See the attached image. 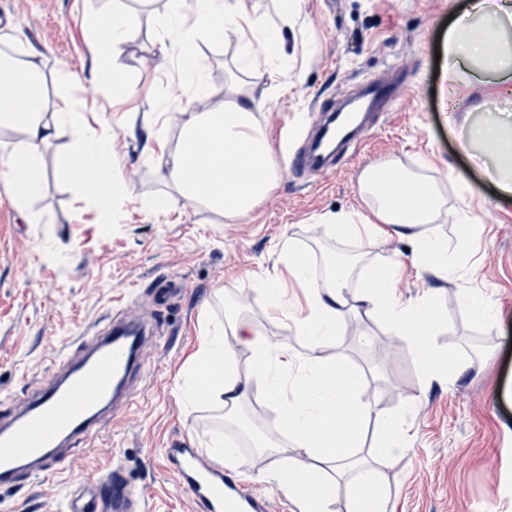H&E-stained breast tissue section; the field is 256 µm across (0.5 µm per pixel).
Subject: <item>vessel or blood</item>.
Masks as SVG:
<instances>
[{"mask_svg":"<svg viewBox=\"0 0 512 512\" xmlns=\"http://www.w3.org/2000/svg\"><path fill=\"white\" fill-rule=\"evenodd\" d=\"M330 150L321 145L295 152L289 168H322ZM159 333L156 316L141 305L121 308L113 322L94 327L82 354L61 353L53 373L27 397L0 412V486L34 482L69 469L84 445L102 436L107 410L127 414L147 378L138 372L144 349ZM163 455L174 480L192 497L196 512H265L261 496L228 479L219 462L182 441ZM64 512H145V498L124 483L118 469L95 486L66 483Z\"/></svg>","mask_w":512,"mask_h":512,"instance_id":"b4317fda","label":"vessel or blood"}]
</instances>
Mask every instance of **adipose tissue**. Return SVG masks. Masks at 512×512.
I'll list each match as a JSON object with an SVG mask.
<instances>
[{"instance_id": "1", "label": "adipose tissue", "mask_w": 512, "mask_h": 512, "mask_svg": "<svg viewBox=\"0 0 512 512\" xmlns=\"http://www.w3.org/2000/svg\"><path fill=\"white\" fill-rule=\"evenodd\" d=\"M488 15L494 17V24L475 28V20ZM169 20L176 25L182 47L178 68L187 90H199L202 82L198 40L230 31L246 42L277 47L283 43L281 30L268 28L247 0H236L232 10L226 0H170ZM89 24V48L99 63L97 86L106 97L122 101L130 94L120 59L134 36L131 16L116 5L93 14ZM511 25L512 0H471L469 17L450 25L445 36L450 60L443 74L445 95H454L463 73L468 74L467 85L474 92L494 83L512 93V48H503L499 37ZM43 83L41 60L22 50L18 40H11L9 50L0 51V181L14 188L16 206L27 208L43 190L44 149L61 133H68L72 143L61 173L78 194L96 202L103 218H110L113 206L130 196L134 186L112 150L108 127L89 122L85 101L48 107ZM261 107V101L234 91L204 111L181 110L176 126L161 123L153 136L162 148L157 162L166 190L145 199V206L159 215L168 214L177 204L227 217L250 213L272 193L278 180L269 140L256 116ZM505 126L503 119H484L476 136L498 188L510 196L512 133ZM361 190L372 202L369 214L356 219L348 213L328 215V230L364 247L379 245L391 231H398L411 242L409 260L397 254L385 256L370 266L358 284L356 259L332 257L325 277L319 279L311 273L306 252L294 241H286L281 261L306 291L305 314H294L287 285L279 276L255 279L249 289L264 297L273 320H292L302 352H294L287 341L261 334L240 314L227 316L221 324L209 321L181 391L186 402L212 404L229 419L253 396L275 406L287 441L273 442L260 434L255 445L271 458L280 486L303 512H331L340 480L351 488L348 512H389L388 490L379 471L360 458L359 444L372 420L383 463L406 454L417 408L411 402L399 412L378 415L363 401L357 373L341 354L329 350L344 314L383 320L388 344H405L429 379L464 370L457 356L439 349L434 341L448 322L434 289H424L406 301L399 284L409 267L440 281L455 277L479 230L477 217L459 219V233L450 245L425 230L440 216L436 185L400 170L391 171L385 181L371 169L363 176ZM239 345L251 356V371L246 375L236 366Z\"/></svg>"}]
</instances>
